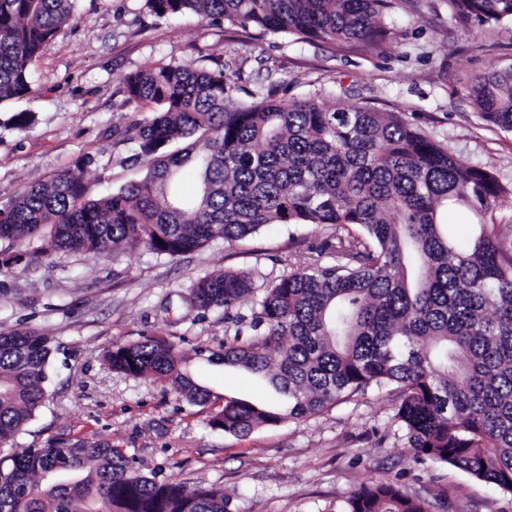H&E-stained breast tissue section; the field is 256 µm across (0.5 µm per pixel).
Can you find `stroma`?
<instances>
[{
	"label": "stroma",
	"instance_id": "obj_1",
	"mask_svg": "<svg viewBox=\"0 0 512 512\" xmlns=\"http://www.w3.org/2000/svg\"><path fill=\"white\" fill-rule=\"evenodd\" d=\"M385 22L390 47L342 54L323 42L262 37L192 13L159 19L142 0H76L72 20L31 67L32 93L0 108V203L64 171L84 176L93 198L140 179L143 167L116 133L141 118L121 109L123 82L158 61L225 66L237 75L236 101L259 87L284 102L321 89L335 108L402 113L512 185V133L483 122L469 96L474 76L512 68V23L458 22L445 0H395ZM19 112L33 122L16 127ZM331 232L271 224L174 259L125 242L90 258L59 252L46 237L23 240L29 265L0 270V332L35 330L59 349L45 383L48 400L7 453L77 436L108 440L143 472L223 489L228 512H342L361 483L379 479L426 498L432 512H512V498L494 486L418 459L392 422L387 389L245 437L209 427L225 397L273 404L280 397L247 370L207 360L206 351L224 343V313L193 307L191 284L220 268L255 266L278 277ZM146 337L176 346L181 372L210 391L209 404H188L171 380L112 371L105 351Z\"/></svg>",
	"mask_w": 512,
	"mask_h": 512
}]
</instances>
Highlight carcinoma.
Instances as JSON below:
<instances>
[{
  "label": "carcinoma",
  "mask_w": 512,
  "mask_h": 512,
  "mask_svg": "<svg viewBox=\"0 0 512 512\" xmlns=\"http://www.w3.org/2000/svg\"><path fill=\"white\" fill-rule=\"evenodd\" d=\"M75 0H0V105L31 92L30 67L72 16ZM156 17L320 40L344 53L391 44L393 0H143ZM460 22H512V0H446ZM225 69L149 63L124 81L122 106L150 116L125 129L144 177L92 199L70 172L34 182L0 206V240L46 235L57 250L95 257L127 241L175 258L267 224L335 228L315 259L269 281L253 269L214 271L190 289L224 309L233 334L208 360L266 378L282 411L224 398L211 426L245 437L260 425L321 415L372 389L396 393L392 421L414 454L512 496V226L486 218L512 193L494 173L398 112L333 109L323 91L282 103L262 90L229 106ZM482 121L512 131V69L476 77ZM197 189L185 196L180 182ZM459 206L476 219L461 246L440 222ZM20 250L0 252V268ZM255 298L250 314L235 311ZM52 339L0 333V446L45 405ZM127 376L169 378L189 403L211 394L153 337L104 354ZM344 512H431L390 480L358 487ZM0 512H226L224 492L147 474L112 443L77 438L0 457Z\"/></svg>",
  "instance_id": "1"
}]
</instances>
